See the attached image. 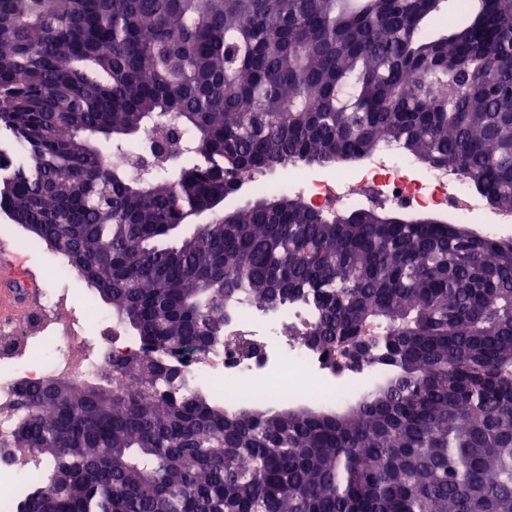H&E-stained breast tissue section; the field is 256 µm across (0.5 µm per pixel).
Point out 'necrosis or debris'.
Returning a JSON list of instances; mask_svg holds the SVG:
<instances>
[{"label": "necrosis or debris", "mask_w": 512, "mask_h": 512, "mask_svg": "<svg viewBox=\"0 0 512 512\" xmlns=\"http://www.w3.org/2000/svg\"><path fill=\"white\" fill-rule=\"evenodd\" d=\"M414 159L380 148L358 175L347 171L332 180H316L288 165L281 176L285 189L307 208L337 212L357 203L376 201L422 213H442L460 224L481 225L491 236L512 224V212L491 207L472 192L458 172L429 170L416 174ZM60 282H41V299L34 312L0 324V405L13 403L21 386L51 379L112 382L118 375L110 357L139 350L135 336L110 327L102 312L76 310L64 279L69 261L58 257ZM314 322L312 306L293 301L263 314L241 302L230 307L223 343L213 346L204 360L177 359L189 384L211 392L234 386L225 397L229 408L254 400L262 389L275 391L278 403L329 398L333 384L342 382L343 369L313 347L306 335Z\"/></svg>", "instance_id": "obj_1"}]
</instances>
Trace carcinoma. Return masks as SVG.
Here are the masks:
<instances>
[{"label": "carcinoma", "instance_id": "1", "mask_svg": "<svg viewBox=\"0 0 512 512\" xmlns=\"http://www.w3.org/2000/svg\"><path fill=\"white\" fill-rule=\"evenodd\" d=\"M445 2L0 0V212L141 342L110 386L21 387L0 445L38 474L12 512H512V242L274 191L220 208L245 172L385 142L512 210V0L438 27ZM168 124L180 166L114 161ZM298 298L310 343L391 368L342 411L229 410L162 359Z\"/></svg>", "mask_w": 512, "mask_h": 512}]
</instances>
